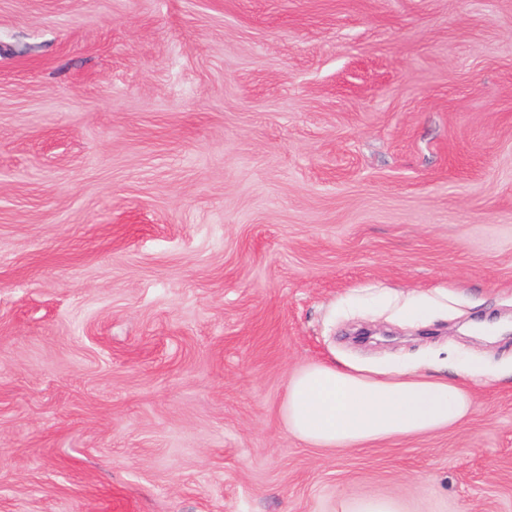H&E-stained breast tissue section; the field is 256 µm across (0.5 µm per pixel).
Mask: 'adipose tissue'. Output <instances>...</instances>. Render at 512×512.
Segmentation results:
<instances>
[{
	"label": "adipose tissue",
	"mask_w": 512,
	"mask_h": 512,
	"mask_svg": "<svg viewBox=\"0 0 512 512\" xmlns=\"http://www.w3.org/2000/svg\"><path fill=\"white\" fill-rule=\"evenodd\" d=\"M471 411L453 382L404 372L340 369L316 363L289 381L286 426L320 447L349 449L450 428Z\"/></svg>",
	"instance_id": "obj_1"
}]
</instances>
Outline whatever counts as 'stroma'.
<instances>
[{"label": "stroma", "instance_id": "1", "mask_svg": "<svg viewBox=\"0 0 512 512\" xmlns=\"http://www.w3.org/2000/svg\"><path fill=\"white\" fill-rule=\"evenodd\" d=\"M510 319L512 0H0V512H512ZM320 362L472 413L311 447ZM404 504L397 499L386 497H368L358 501L353 512H408Z\"/></svg>", "mask_w": 512, "mask_h": 512}]
</instances>
